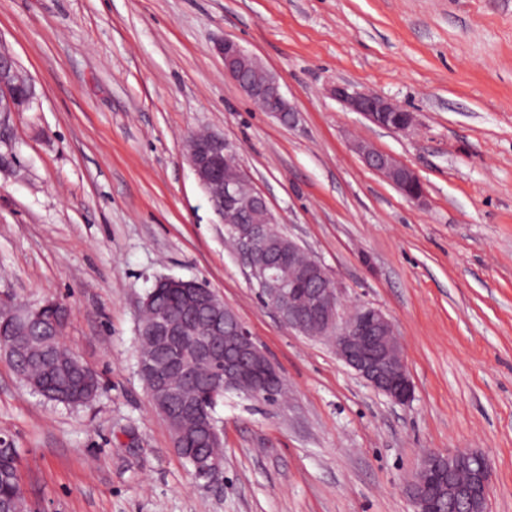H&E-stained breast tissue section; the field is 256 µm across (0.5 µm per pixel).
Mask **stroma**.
Instances as JSON below:
<instances>
[{"instance_id": "35a3bbf8", "label": "stroma", "mask_w": 512, "mask_h": 512, "mask_svg": "<svg viewBox=\"0 0 512 512\" xmlns=\"http://www.w3.org/2000/svg\"><path fill=\"white\" fill-rule=\"evenodd\" d=\"M278 77L296 126L261 111L216 51ZM0 47L36 96L0 173V296L62 301L63 341L101 378L90 403L33 392L0 353V443L20 448L30 512H412L426 452L477 450L487 512H512V0H0ZM339 83L414 112L383 130ZM222 135L343 307L395 322L414 386L399 405L330 342L283 325L188 161ZM414 169L405 198L353 148ZM206 282L282 374L269 405L233 393L219 482H197L138 372L154 278Z\"/></svg>"}]
</instances>
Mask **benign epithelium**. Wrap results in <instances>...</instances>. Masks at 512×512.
<instances>
[{"mask_svg": "<svg viewBox=\"0 0 512 512\" xmlns=\"http://www.w3.org/2000/svg\"><path fill=\"white\" fill-rule=\"evenodd\" d=\"M217 49L224 59V73L247 97L280 123L296 125L298 113L282 93L274 74L233 39H224ZM333 94L349 111L361 114L381 129L405 132L414 124L412 112L376 94L347 84L336 85ZM33 98L34 86L27 73L0 49L1 138L10 126V117L29 106ZM398 112V123L386 125L385 121ZM357 151L369 169L385 176L406 198L419 202L425 197L423 183L412 168L364 144L358 145ZM235 154V146L214 133L193 138L187 144L189 164L211 208L221 223L233 225L236 252L249 268L258 295L288 328L306 336L332 338L339 358L367 385L394 403H409L414 388L393 321L371 306H359L349 315L340 312L337 283L328 269L294 240L285 236L275 242L270 238L266 225L279 223V217L247 174L232 161ZM197 285L195 280L160 275L139 301L141 315L150 318V322H137L138 336H162L174 349L173 355L163 360L144 346L139 358L140 375L145 384H153L149 393L159 411L165 412L169 398L179 392L171 383V376L187 373L191 365H207L217 373L211 391L214 398L226 391L257 397L262 388H284L281 373L234 310L213 292L197 294ZM162 288L181 289L187 307L206 310L208 319L201 330L154 306L155 296ZM45 307L56 308L58 303L48 301L42 307H34L11 299L0 301V309L18 336L40 318ZM194 331L202 339L188 354L183 348L184 338ZM223 465V457L214 456L196 468L195 476L206 485L213 484ZM489 487L486 458L475 451L457 450L424 455L407 493L413 512H441L445 503L450 512H485Z\"/></svg>", "mask_w": 512, "mask_h": 512, "instance_id": "1", "label": "benign epithelium"}]
</instances>
